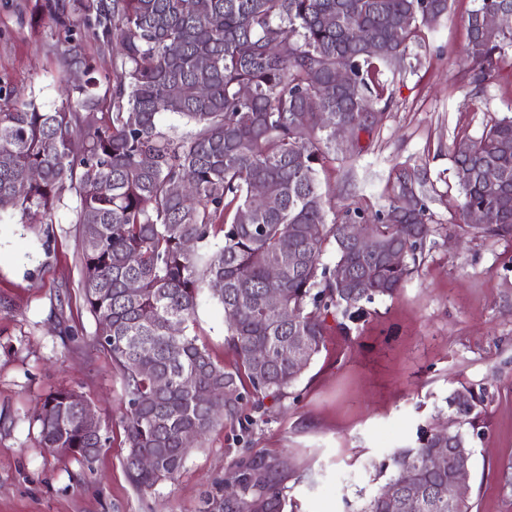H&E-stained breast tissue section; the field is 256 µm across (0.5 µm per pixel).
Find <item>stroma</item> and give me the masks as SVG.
Returning <instances> with one entry per match:
<instances>
[{
	"label": "stroma",
	"instance_id": "obj_1",
	"mask_svg": "<svg viewBox=\"0 0 512 512\" xmlns=\"http://www.w3.org/2000/svg\"><path fill=\"white\" fill-rule=\"evenodd\" d=\"M36 0H0V82L44 107L60 105L50 22L34 27ZM474 0L410 43L407 67L385 72L382 120L368 150L336 151L319 173L336 207L384 210L399 169L425 175L428 235L419 267L391 297L363 303L280 401L216 426L191 448L174 480L142 492L128 479L122 384L94 348L96 323L79 288L75 198L34 230L0 214V512H225V481L271 466L283 512H358L394 473L393 457L450 422L448 399H484L472 435L471 512H512V242L467 234L452 149L512 116V77L475 86L465 59ZM195 332L224 366V310L201 291ZM83 393L109 437L92 463L40 442L44 397Z\"/></svg>",
	"mask_w": 512,
	"mask_h": 512
}]
</instances>
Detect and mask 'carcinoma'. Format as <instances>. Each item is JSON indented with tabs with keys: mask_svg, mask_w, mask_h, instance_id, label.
I'll use <instances>...</instances> for the list:
<instances>
[{
	"mask_svg": "<svg viewBox=\"0 0 512 512\" xmlns=\"http://www.w3.org/2000/svg\"><path fill=\"white\" fill-rule=\"evenodd\" d=\"M475 2L466 56L473 83L482 85L500 76L512 27L492 34L476 17L512 14V0ZM448 7L449 0H36L35 13L54 28L65 101L51 109L19 103L0 84V213L17 211L36 228L76 197L81 289L96 324L111 328L94 346L121 376L125 468L137 489L175 478L187 457L184 433L202 438L235 419L249 393L284 395L301 376L288 353L291 337H303L314 358L325 346L328 316L350 318L361 303L395 294L417 268L430 227L421 195L406 193L415 175L396 176L386 211L368 217L355 209L339 222L329 217L318 169L336 143V124L357 140L372 133L365 113L383 99L380 75L402 68L408 44ZM338 60L349 73L340 87ZM165 113L192 129L163 132ZM460 141L468 142L467 152L453 153L462 219L474 207L490 214V223L467 231L512 239V117ZM257 183L264 198L256 208ZM347 224L367 225L384 248H406L407 264L359 254L343 241ZM218 235L223 245L211 253L186 247ZM330 248L332 268L322 262ZM338 266L352 274L356 291L336 286ZM274 267L279 301L271 305L265 294ZM204 288L224 309L227 342L238 355L231 369L215 363L191 331ZM259 347L264 360L255 356ZM158 376L167 377L165 386ZM186 376L214 404L187 392ZM85 402L69 389L45 397L44 447L94 459L87 449L108 438L78 421ZM144 450L160 452L157 469L136 468ZM433 450L431 436L401 451L387 484L412 471L427 488L448 490V468L428 465ZM282 506V493L256 472L225 503L227 512Z\"/></svg>",
	"mask_w": 512,
	"mask_h": 512,
	"instance_id": "obj_1",
	"label": "carcinoma"
}]
</instances>
